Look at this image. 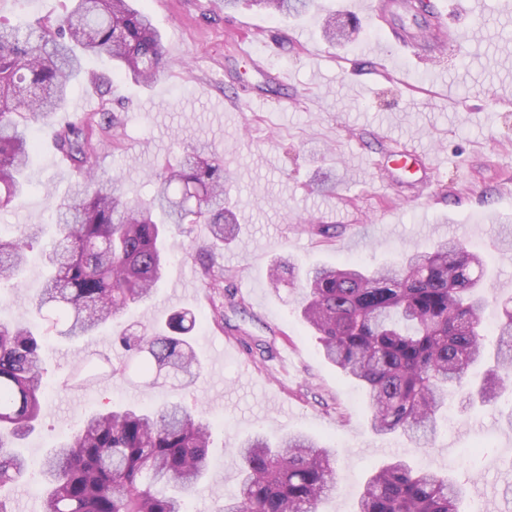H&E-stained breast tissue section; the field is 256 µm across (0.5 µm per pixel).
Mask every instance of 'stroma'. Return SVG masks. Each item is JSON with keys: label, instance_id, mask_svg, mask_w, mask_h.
<instances>
[{"label": "stroma", "instance_id": "stroma-1", "mask_svg": "<svg viewBox=\"0 0 512 512\" xmlns=\"http://www.w3.org/2000/svg\"><path fill=\"white\" fill-rule=\"evenodd\" d=\"M359 2L316 0L307 15L283 20L246 7L227 14L216 0H136L162 36L164 75L149 87L113 76L111 93L102 97L91 77L111 74L112 66L86 63L65 116H117L115 138L96 158L98 173L120 174L126 199L139 202L187 145L208 143L232 174L239 233L216 259L222 287H208L192 251L206 240V226L185 224L171 231L178 248L151 301L76 344L45 341L46 389L37 429L22 443L26 457L39 461L106 405L154 408L176 398L212 421L208 479L187 496V512H222L234 472L229 450L257 432L273 441L286 432L308 433L336 449V489L322 512H353L369 471L395 456L448 470L483 512H512L501 495L512 484V391L491 409L467 410L450 398L426 450L374 437L362 388L324 359L300 317L297 287L270 284L276 262L373 268L459 237L484 258L492 283L483 314L487 345L496 341L501 302L512 298V0H483L476 16L465 0H431L459 29L454 59L390 47L387 23L408 26L411 18L384 22ZM67 6V0H0V21L54 20ZM330 13L355 26L349 40L325 41ZM242 42L250 58L239 56ZM279 74L287 87L276 82ZM283 90L291 98L285 109L265 106V98ZM52 130L49 123L36 129L28 192L0 211L2 235L41 230L19 287L0 285V320L8 323L33 320L28 299L43 284V253L55 238L51 207L75 181L47 146ZM391 142L420 150L422 167L376 172L369 161ZM427 171L431 197L413 202L411 186ZM182 309L198 320L197 382L182 390L151 386L124 369L115 332L127 324L161 325ZM82 358L90 377L79 385L73 371Z\"/></svg>", "mask_w": 512, "mask_h": 512}]
</instances>
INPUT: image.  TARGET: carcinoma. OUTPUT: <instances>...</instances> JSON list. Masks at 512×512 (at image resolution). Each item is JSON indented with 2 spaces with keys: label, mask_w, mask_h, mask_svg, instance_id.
I'll return each mask as SVG.
<instances>
[{
  "label": "carcinoma",
  "mask_w": 512,
  "mask_h": 512,
  "mask_svg": "<svg viewBox=\"0 0 512 512\" xmlns=\"http://www.w3.org/2000/svg\"><path fill=\"white\" fill-rule=\"evenodd\" d=\"M56 23L0 22V210L23 195L36 127L65 106L71 82L90 56L113 73L151 84L164 73L162 39L149 14L131 0H70ZM282 17L309 12L313 0H221ZM327 40L347 39L328 17ZM115 126L110 112H91L57 130L56 149L76 175L71 192L53 204L57 238L47 275L32 305L46 336L72 339L122 315L153 295L169 261L170 227L204 224L202 250L224 248L239 218L225 201L224 163L204 144L186 148L180 164L155 182L152 199L129 203L117 176L103 178L92 158L97 135ZM35 231L0 237V283L19 280ZM486 266L459 239L415 250L376 269L316 265L303 274L301 316L318 336L323 357L365 390L369 428L399 435L415 451L437 434L448 396L492 405L512 386V300L502 304L493 351L483 311ZM191 312L163 326L128 330L119 341L139 371L166 369L177 386L200 377L189 334ZM41 341L27 325L0 323V512H13L3 491L30 468L20 444L35 429L44 391ZM211 422L178 400L156 409L119 405L88 417L39 464L46 512H187L183 493L208 471ZM234 490L223 512H320L336 489L337 453L304 433L276 443L256 434L232 450ZM463 488L440 469L394 457L364 482L354 512H463Z\"/></svg>",
  "instance_id": "carcinoma-1"
}]
</instances>
